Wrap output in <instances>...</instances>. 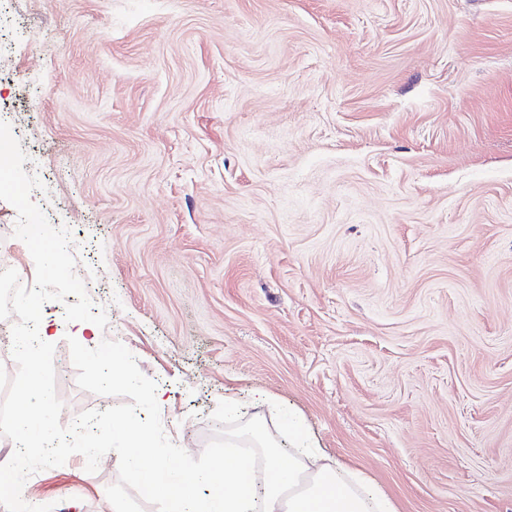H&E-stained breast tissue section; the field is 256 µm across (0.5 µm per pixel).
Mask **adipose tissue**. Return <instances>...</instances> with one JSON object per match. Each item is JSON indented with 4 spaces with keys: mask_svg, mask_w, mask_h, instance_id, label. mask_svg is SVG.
Here are the masks:
<instances>
[{
    "mask_svg": "<svg viewBox=\"0 0 512 512\" xmlns=\"http://www.w3.org/2000/svg\"><path fill=\"white\" fill-rule=\"evenodd\" d=\"M270 405L269 396L254 393L251 449L225 439L223 453L203 470L158 461L151 434L119 413L105 451L129 465L140 489L161 501L164 512H397L359 473L309 446L297 425L281 427L294 436L293 446L278 444L266 418ZM202 485L210 488L203 501L195 494Z\"/></svg>",
    "mask_w": 512,
    "mask_h": 512,
    "instance_id": "adipose-tissue-1",
    "label": "adipose tissue"
}]
</instances>
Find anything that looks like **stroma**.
Listing matches in <instances>:
<instances>
[{
  "label": "stroma",
  "instance_id": "35a3bbf8",
  "mask_svg": "<svg viewBox=\"0 0 512 512\" xmlns=\"http://www.w3.org/2000/svg\"><path fill=\"white\" fill-rule=\"evenodd\" d=\"M0 122L191 456L252 391L398 512H512V0H0ZM0 200V267L35 264ZM47 302L61 425L81 390ZM22 497L161 512L117 457Z\"/></svg>",
  "mask_w": 512,
  "mask_h": 512
}]
</instances>
